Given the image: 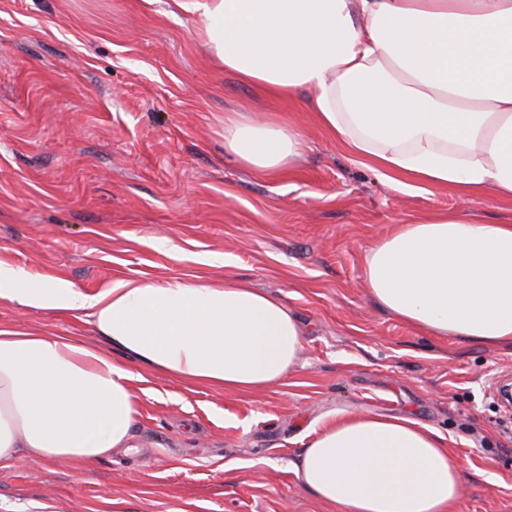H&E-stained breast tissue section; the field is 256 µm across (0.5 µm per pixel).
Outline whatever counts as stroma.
<instances>
[{"mask_svg":"<svg viewBox=\"0 0 512 512\" xmlns=\"http://www.w3.org/2000/svg\"><path fill=\"white\" fill-rule=\"evenodd\" d=\"M174 0H0V263L94 294L113 281L231 278L306 329L294 370L254 395L142 371L133 447L88 468L0 470V512H333L293 466L339 410L409 414L464 460L465 512H512V413L491 391L512 348L430 336L380 307L368 249L437 211L512 218L492 192L410 194L328 138L312 93L282 99L218 67ZM299 125L295 168L224 150V115ZM0 327L103 346L83 315L0 299Z\"/></svg>","mask_w":512,"mask_h":512,"instance_id":"stroma-1","label":"stroma"}]
</instances>
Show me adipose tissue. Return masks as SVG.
<instances>
[{
    "label": "adipose tissue",
    "instance_id": "ef3b65f1",
    "mask_svg": "<svg viewBox=\"0 0 512 512\" xmlns=\"http://www.w3.org/2000/svg\"><path fill=\"white\" fill-rule=\"evenodd\" d=\"M176 2L201 18L220 66L279 96L309 89L324 133L395 187L489 190L512 205V0ZM304 145L294 124L224 115L225 151L255 174H285ZM364 278L429 335L512 346V221L455 211L397 225L367 252ZM0 298L83 314L107 344L0 327V468L88 467L130 447L138 369L251 394L283 381L302 348L283 300L231 279L121 280L90 295L0 264ZM294 472L336 512H463L462 459L408 415H330Z\"/></svg>",
    "mask_w": 512,
    "mask_h": 512
}]
</instances>
